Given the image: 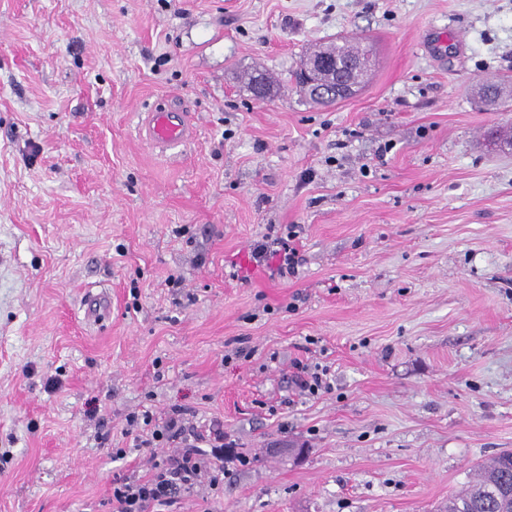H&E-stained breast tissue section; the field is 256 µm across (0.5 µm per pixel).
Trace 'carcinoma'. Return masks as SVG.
Segmentation results:
<instances>
[{
	"instance_id": "cac0c4a2",
	"label": "carcinoma",
	"mask_w": 512,
	"mask_h": 512,
	"mask_svg": "<svg viewBox=\"0 0 512 512\" xmlns=\"http://www.w3.org/2000/svg\"><path fill=\"white\" fill-rule=\"evenodd\" d=\"M329 54L336 57L337 99L356 94L363 81L349 69L346 60L370 55V50L347 40L330 41L311 51L309 56ZM484 101L494 103L503 94L501 84L486 81L479 85ZM448 512H512V451H503L482 467L474 484L448 498Z\"/></svg>"
}]
</instances>
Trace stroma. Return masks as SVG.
<instances>
[{
  "mask_svg": "<svg viewBox=\"0 0 512 512\" xmlns=\"http://www.w3.org/2000/svg\"><path fill=\"white\" fill-rule=\"evenodd\" d=\"M336 37L371 78L320 107L294 73ZM501 79L512 0H0V512H112L128 415L173 405L233 445L174 512H443L512 450ZM291 224L270 277L250 246ZM185 110H155L148 115L146 136L148 139L161 146H178L187 141L191 136V127ZM295 226H288L286 237L277 236L272 239L264 235L251 245V253L256 263L269 266L273 274L295 276L302 262L295 245L297 232ZM295 366L297 373L294 380L301 392L315 396L320 391L331 389L328 378L329 369L327 367L318 364L311 367L300 363H297Z\"/></svg>",
  "mask_w": 512,
  "mask_h": 512,
  "instance_id": "35a3bbf8",
  "label": "stroma"
}]
</instances>
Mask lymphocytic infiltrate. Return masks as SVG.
Returning a JSON list of instances; mask_svg holds the SVG:
<instances>
[{"label": "lymphocytic infiltrate", "instance_id": "f902f5d3", "mask_svg": "<svg viewBox=\"0 0 512 512\" xmlns=\"http://www.w3.org/2000/svg\"><path fill=\"white\" fill-rule=\"evenodd\" d=\"M295 239L292 229L276 238L262 236L253 242L252 256L273 273L296 275L302 258ZM127 422L141 429L136 437L138 447L151 451L150 474L143 479H114L112 512H165L181 495L204 485L213 488L223 481V428L214 425L207 433H199L187 410L179 406L172 407L159 423L147 410L129 415ZM202 441L207 442L208 451L199 449Z\"/></svg>", "mask_w": 512, "mask_h": 512}]
</instances>
